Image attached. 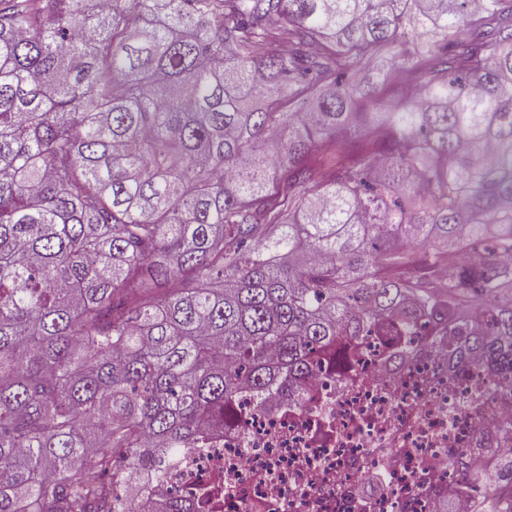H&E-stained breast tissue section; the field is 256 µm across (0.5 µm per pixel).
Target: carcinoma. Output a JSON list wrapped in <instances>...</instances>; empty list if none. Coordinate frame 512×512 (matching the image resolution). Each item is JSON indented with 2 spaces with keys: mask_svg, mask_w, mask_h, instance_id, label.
Wrapping results in <instances>:
<instances>
[{
  "mask_svg": "<svg viewBox=\"0 0 512 512\" xmlns=\"http://www.w3.org/2000/svg\"><path fill=\"white\" fill-rule=\"evenodd\" d=\"M422 316L512 382V0H0V512H119Z\"/></svg>",
  "mask_w": 512,
  "mask_h": 512,
  "instance_id": "cac0c4a2",
  "label": "carcinoma"
}]
</instances>
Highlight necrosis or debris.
Instances as JSON below:
<instances>
[{
	"label": "necrosis or debris",
	"mask_w": 512,
	"mask_h": 512,
	"mask_svg": "<svg viewBox=\"0 0 512 512\" xmlns=\"http://www.w3.org/2000/svg\"><path fill=\"white\" fill-rule=\"evenodd\" d=\"M445 331L418 322L409 360L368 337L345 381L316 373L301 393L186 448L176 467L142 483L138 503L205 500L206 512H436L445 494L476 496L468 471H500L512 447V390L485 369H449Z\"/></svg>",
	"instance_id": "necrosis-or-debris-1"
}]
</instances>
